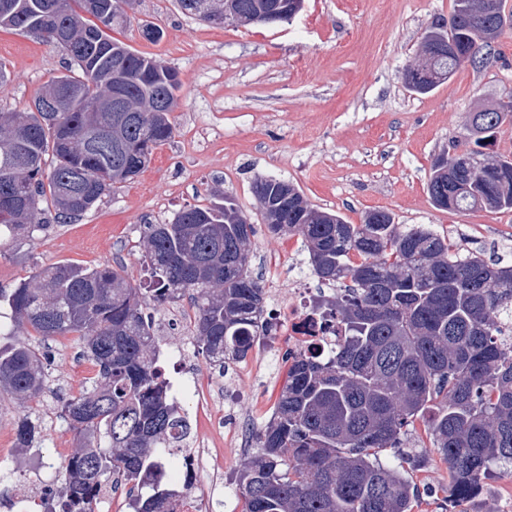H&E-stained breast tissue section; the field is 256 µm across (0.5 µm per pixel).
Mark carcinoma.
Returning a JSON list of instances; mask_svg holds the SVG:
<instances>
[{"instance_id":"1","label":"carcinoma","mask_w":512,"mask_h":512,"mask_svg":"<svg viewBox=\"0 0 512 512\" xmlns=\"http://www.w3.org/2000/svg\"><path fill=\"white\" fill-rule=\"evenodd\" d=\"M273 0L267 24L289 20L291 2ZM123 0H0V29L33 33L61 44L69 63L32 107L0 112V241L32 237L59 216L92 209L112 185L135 179L154 149L174 134L178 73L132 50L106 30L127 23ZM200 20L224 23V0H178ZM480 0H454L457 27L435 41L433 68L448 75L475 62L472 20ZM406 86L432 91L439 81L421 65L404 72ZM68 94L64 111L42 112L45 96ZM133 111L120 131L112 95ZM96 103L99 111L88 107ZM511 112L474 113L476 138L438 156L427 189L442 210L512 209V158L492 169L468 167ZM263 225L273 235L298 234L311 274L333 295L318 301L322 320L336 319L335 347L306 358L284 353L288 376L258 448L240 464V512H413L419 488L379 453L404 446L409 427L427 420L433 450L448 464L452 496L480 491L495 465H512V265L488 262L418 224L403 227L386 211L348 224L313 207L291 182L253 183ZM210 205H190L169 224H144L147 286L131 283L120 263H60L5 291L11 320L46 341L75 334L97 368L91 384L68 400L62 418L82 445L62 466L56 512H96L107 479L124 488L135 512H173L180 491L164 479L166 455L187 447L190 424L170 399L154 336L153 314L187 295L193 301L197 351L224 373L245 358L266 305L250 273L256 227L219 188ZM49 357L20 339L0 345V390L22 402L48 390ZM40 425L23 418L16 443L29 447ZM107 442L101 448L100 440ZM151 489L144 497L141 490Z\"/></svg>"}]
</instances>
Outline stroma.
I'll use <instances>...</instances> for the list:
<instances>
[{
    "label": "stroma",
    "instance_id": "stroma-1",
    "mask_svg": "<svg viewBox=\"0 0 512 512\" xmlns=\"http://www.w3.org/2000/svg\"><path fill=\"white\" fill-rule=\"evenodd\" d=\"M453 0H305L290 21L271 26L209 25L180 9L177 0H134L126 28L117 38L137 52L174 68L182 81L179 104L170 119L172 139L154 150L146 170L112 185L99 206L60 220L47 211L48 229L34 238L0 242V288L14 287L37 269L74 263L85 267L122 263L132 283L146 277L138 247L141 227L171 219L188 205L207 204L212 187L232 195L253 223H260L253 192L256 177L298 185L308 202L333 210L350 224L381 209L395 223L422 224L465 249L512 264V210L437 209L427 182L435 157L463 142L472 113L512 99V25L505 26L484 64H463L426 94L407 88L402 76L418 62L425 33L448 23ZM162 28L151 42L142 30ZM65 51L42 38L0 30V66L10 81L0 91V111L25 109L66 65ZM252 273L289 280L307 267L300 236L258 232L252 240ZM184 333L170 328L159 342L170 377L217 390L223 377L197 353L171 360ZM284 336H270L257 353H270L268 370L241 375L246 414L268 421L286 366ZM51 361L49 389L25 403L0 394V501L9 485L25 476L27 463L41 467L46 484L58 483L64 463L54 444L60 429L62 393L83 363V342L75 336L36 341ZM180 406L191 425L190 444L209 439V468L219 469L209 512H232L226 496L245 452L227 447L224 437L235 415L201 411L194 396ZM38 419L41 433L31 447L16 445V422ZM426 425L411 427L404 470L424 497L414 512H512V465L498 466L483 479L475 497L447 502L448 466L427 449Z\"/></svg>",
    "mask_w": 512,
    "mask_h": 512
}]
</instances>
